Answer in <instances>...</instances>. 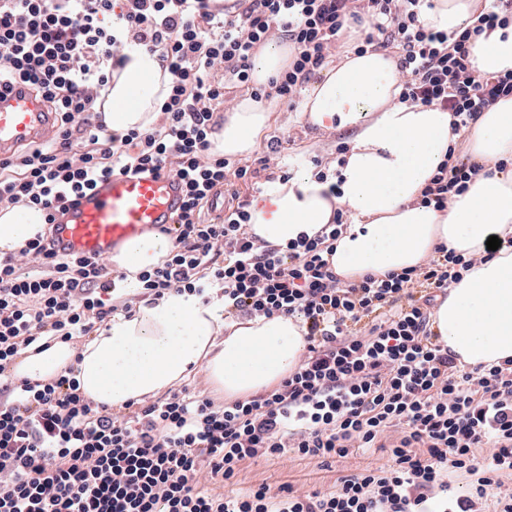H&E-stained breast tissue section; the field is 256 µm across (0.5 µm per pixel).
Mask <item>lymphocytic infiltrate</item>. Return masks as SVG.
Here are the masks:
<instances>
[{
  "label": "lymphocytic infiltrate",
  "mask_w": 512,
  "mask_h": 512,
  "mask_svg": "<svg viewBox=\"0 0 512 512\" xmlns=\"http://www.w3.org/2000/svg\"><path fill=\"white\" fill-rule=\"evenodd\" d=\"M433 0H0V92L22 84L56 112L50 141L0 159V204L37 206L59 224L77 196L113 175L174 174L183 212L172 248L140 271V299L220 288L225 320L293 318L306 347L275 387L218 404L167 391L115 411L81 392L73 369L16 379V361L89 336L132 312L126 273L99 255H61L51 234L0 257V512H512V360L465 368L432 310L475 264L436 246L422 264L342 279L330 259L346 211L287 246L250 229L251 203L202 221L230 180L247 181L209 140L217 105L248 83L273 35L294 50L267 89L290 100L356 26L351 49L396 51L399 102L440 107L464 131L512 97V71L476 77L469 43L512 24V0H484L473 24L425 28ZM155 55L170 76L161 124L113 132L104 92L127 52ZM478 173L440 166L421 204L446 209ZM35 261L22 271L19 257ZM385 464L339 478L334 491L230 484L243 464L291 454L320 463L350 452ZM469 478L464 491L451 473Z\"/></svg>",
  "instance_id": "lymphocytic-infiltrate-1"
}]
</instances>
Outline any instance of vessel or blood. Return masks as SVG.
I'll return each instance as SVG.
<instances>
[{"mask_svg":"<svg viewBox=\"0 0 512 512\" xmlns=\"http://www.w3.org/2000/svg\"><path fill=\"white\" fill-rule=\"evenodd\" d=\"M55 115L26 88L0 98V156L20 146L46 140ZM183 193L171 175L114 176L77 197L57 226L63 252L107 255L117 245L157 225L175 224Z\"/></svg>","mask_w":512,"mask_h":512,"instance_id":"vessel-or-blood-1","label":"vessel or blood"}]
</instances>
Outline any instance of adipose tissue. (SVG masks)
<instances>
[{
	"mask_svg": "<svg viewBox=\"0 0 512 512\" xmlns=\"http://www.w3.org/2000/svg\"><path fill=\"white\" fill-rule=\"evenodd\" d=\"M425 27L463 29L479 0H434ZM477 74L512 70V26L470 43ZM402 76L386 52L345 53L321 70L298 110L322 130L353 126L345 162L321 180L312 171L269 183L252 207L254 232L287 244L314 233L346 210L353 224L336 243L333 263L341 277L400 271L419 265L437 245L475 258V266L453 284L435 309V327L467 364L512 359V247L486 258V241L512 238V97L482 112L467 134V156L479 165L468 189L447 210L419 205L422 189L448 157L455 136L449 113L435 106L398 102ZM169 76L155 57L130 53L106 89L105 120L124 132L155 124ZM278 106L272 100L239 98L210 135L216 154L249 156L269 128ZM46 224L33 208L0 210V255L14 253ZM172 241L146 233L120 244L107 262L126 272L125 288L136 294L139 271L161 263ZM296 323L283 316L224 320V300L174 292L114 314L81 353L57 341L26 354L17 377L43 381L74 367L81 391L98 404L120 408L157 394L204 370L225 395L247 398L277 385L305 350Z\"/></svg>",
	"mask_w": 512,
	"mask_h": 512,
	"instance_id": "obj_1",
	"label": "adipose tissue"
}]
</instances>
